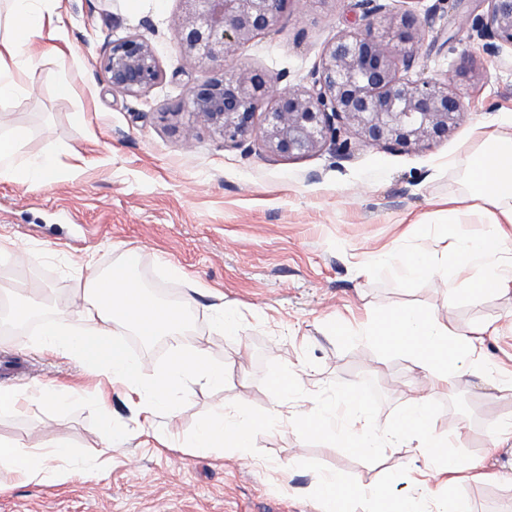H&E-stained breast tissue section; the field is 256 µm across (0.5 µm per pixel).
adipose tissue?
<instances>
[{"instance_id": "ef3b65f1", "label": "adipose tissue", "mask_w": 512, "mask_h": 512, "mask_svg": "<svg viewBox=\"0 0 512 512\" xmlns=\"http://www.w3.org/2000/svg\"><path fill=\"white\" fill-rule=\"evenodd\" d=\"M0 2L6 7L5 22L0 25L1 112L27 94L22 75L45 51V25L60 27L64 19L53 14L51 0ZM24 139L22 131L0 129V179L32 186L52 182L57 173L53 156L22 155ZM463 163L489 229L482 236L459 241L450 260L461 268L482 270V277L467 282L468 291L477 298L492 288L512 284V259L502 257L505 242L512 236V134L495 136L490 146L466 155ZM133 259V253H126L105 272L93 274L83 289L78 323L64 327L54 320L44 321L38 342L57 355L97 370L111 387L132 395L131 406L136 413L154 416L169 409L189 383H223L229 367L213 362L207 350L197 345L176 347L167 367L152 375L128 356L116 337V324L126 323L134 335L146 341L181 335L185 327L180 306L154 298L135 283L131 274ZM366 333L400 351L414 368L448 388L463 362L480 367L484 375L492 373L481 360L475 335L458 333L433 313L419 308H403L371 321ZM277 423L278 417L272 413L254 416L215 410L195 428L187 446L196 454L227 449L244 454L252 447L258 430L275 429ZM302 425L357 452L377 454L406 446L426 461L413 482L412 492L395 498L390 496L386 482L362 488L336 472L319 476L313 493L322 512H348L350 504L358 499L366 503V512H471L469 501L456 495L454 488L463 480H482L484 474L476 466L462 464L450 436L435 433L425 397L413 399L403 418L380 432L358 418L340 421L332 403L314 408L303 418ZM107 464V458L100 455L79 457L75 448L63 442L20 444L0 440V474H17L29 482L65 480L77 473L103 469ZM441 486L450 491L442 502L437 499Z\"/></svg>"}]
</instances>
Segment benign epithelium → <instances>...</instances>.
Listing matches in <instances>:
<instances>
[{"label":"benign epithelium","instance_id":"1","mask_svg":"<svg viewBox=\"0 0 512 512\" xmlns=\"http://www.w3.org/2000/svg\"><path fill=\"white\" fill-rule=\"evenodd\" d=\"M176 39L190 69L207 67L211 75L188 89V125L182 113L163 112L161 121L183 128L191 144L192 125L219 134L224 143L240 145L256 139L280 156H306L337 143L345 129L360 146L392 149L425 147L448 137L464 117L461 97L448 79L420 78L408 73L416 66L426 29L434 13L404 17L394 31H375L377 16L386 11L379 0H361L362 27L339 33L321 54L312 88L280 86V79L256 69L231 74L214 70L242 46L271 29L288 0H181ZM487 9L474 19L486 50L495 56L512 49V0H481ZM101 65L112 87L138 96L162 79L154 46L137 34L109 44ZM262 122L256 121L259 107Z\"/></svg>","mask_w":512,"mask_h":512}]
</instances>
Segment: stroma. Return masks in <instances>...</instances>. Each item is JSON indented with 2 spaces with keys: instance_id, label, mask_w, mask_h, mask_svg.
Returning <instances> with one entry per match:
<instances>
[{
  "instance_id": "1",
  "label": "stroma",
  "mask_w": 512,
  "mask_h": 512,
  "mask_svg": "<svg viewBox=\"0 0 512 512\" xmlns=\"http://www.w3.org/2000/svg\"><path fill=\"white\" fill-rule=\"evenodd\" d=\"M56 7L66 23L53 40L59 52L28 70V95L0 114V125L24 131L25 153H54L59 173L40 187L0 181V245L19 255L0 264V294L44 289L35 318L67 326L79 309V284L132 251L134 279L183 306L189 332L136 345L119 325L130 356L151 372L166 366L174 347L197 344L229 370L223 384H190L173 411L146 420L99 372L39 350L36 329L0 342V357L24 366L0 386L102 394L117 433L109 438L100 409L80 402L58 410L27 404L0 416V439L112 450L107 477L18 480L0 496V512H318L312 486L331 471L360 485L395 473L393 495L406 494L419 466L410 449L357 455L299 426L322 401L341 405L366 392L361 416L374 429L428 395L436 431L456 433L462 462L490 475L461 483L458 494L473 512H512V443L490 442L512 422V394L468 366L453 387L430 384L403 354L360 333L367 317L404 307L433 311L460 333L494 321L499 329L484 336L483 352L512 375V291L470 298L463 289L477 270L444 263L458 239L484 231L478 217L451 216L448 201L475 192L460 158L512 129V52L490 55L475 32L439 13L448 46L423 44L416 70L454 75L465 116L448 139L427 147L361 146L341 156L329 146L288 158L253 140L227 145L198 125L187 149L159 115L184 109L189 86L210 72L184 66L175 37L179 0H58ZM361 13L360 0H290L272 30L240 48L227 68L311 87L323 49ZM130 33L155 46L163 72L138 96L113 89L100 65L108 41ZM464 52L475 73L459 78ZM63 81L74 95H57ZM410 252L428 260L414 278L381 265ZM219 296L238 312L233 333L212 319ZM336 326L347 335H333ZM287 371L299 374L302 391L275 392L274 380ZM220 406L273 411L279 423L259 432L245 455L158 444L157 432L187 434Z\"/></svg>"
}]
</instances>
